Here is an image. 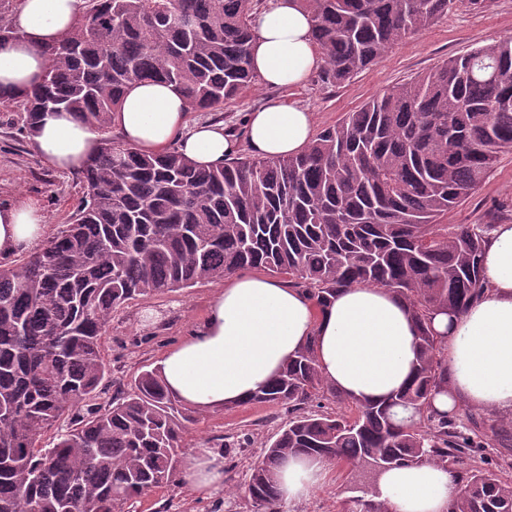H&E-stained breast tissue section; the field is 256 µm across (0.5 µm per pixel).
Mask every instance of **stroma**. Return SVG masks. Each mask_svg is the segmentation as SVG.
Returning a JSON list of instances; mask_svg holds the SVG:
<instances>
[{"mask_svg": "<svg viewBox=\"0 0 512 512\" xmlns=\"http://www.w3.org/2000/svg\"><path fill=\"white\" fill-rule=\"evenodd\" d=\"M512 39V0H455L447 15L396 45L385 57L332 86L312 72L301 86L284 91L285 101L313 112L316 130L336 125L347 113L398 83L410 82L449 57L496 40ZM273 90L253 84L220 112H192L189 123L220 122L242 135L246 116L273 97ZM18 115L0 109V204L19 200L38 206L51 231L67 224L83 196L78 176L44 164L32 142L17 134ZM447 224H512V152L475 193L444 216ZM216 283L178 293L137 299L117 310L103 341L113 383L126 384L141 370L158 366L164 352L178 344L203 318ZM288 420L284 407L252 402L224 411H204L187 435L188 448L205 445L224 451L221 490L204 494L187 486L156 489L142 495L136 512H253L245 493L251 469L264 455L263 443ZM349 471L330 469L323 487L288 512H337L348 499Z\"/></svg>", "mask_w": 512, "mask_h": 512, "instance_id": "obj_1", "label": "stroma"}]
</instances>
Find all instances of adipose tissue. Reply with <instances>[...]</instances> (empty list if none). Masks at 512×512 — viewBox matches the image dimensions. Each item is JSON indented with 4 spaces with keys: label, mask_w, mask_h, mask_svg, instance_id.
<instances>
[{
    "label": "adipose tissue",
    "mask_w": 512,
    "mask_h": 512,
    "mask_svg": "<svg viewBox=\"0 0 512 512\" xmlns=\"http://www.w3.org/2000/svg\"><path fill=\"white\" fill-rule=\"evenodd\" d=\"M86 0H20L13 16L15 38L0 42V88L17 94L38 82L46 66L41 46L57 42L85 10ZM253 68L267 88L303 83L320 62L310 12L302 0H276L254 15ZM187 104L171 86L134 82L125 91L116 127L131 147L155 151L177 142L198 165L222 164L237 148L223 123L188 125ZM314 138L306 108L271 99L254 109L245 142L263 157L301 152ZM98 144L89 125L67 113L46 114L33 138L43 162L57 171L82 170ZM44 215L17 201L0 206V259L31 250L46 238ZM485 293L457 313L440 312L431 326L444 343L448 390L433 405H459L512 413V224L497 225L482 258ZM414 324L404 301L385 289L355 285L316 306L296 288L255 274L227 279L205 317L168 350L160 371L168 391L201 410H224L247 402L306 344H313L323 376L354 402L383 399L412 375L417 351ZM330 463L295 458L279 472L280 498L288 505L309 499L323 485ZM183 484L211 492L224 485V456L196 448L188 456ZM392 512H447L461 493L456 474L419 463L380 478Z\"/></svg>",
    "instance_id": "ef3b65f1"
}]
</instances>
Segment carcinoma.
I'll return each instance as SVG.
<instances>
[{
	"mask_svg": "<svg viewBox=\"0 0 512 512\" xmlns=\"http://www.w3.org/2000/svg\"><path fill=\"white\" fill-rule=\"evenodd\" d=\"M258 2L88 0L62 39L39 48L42 80L21 96L0 91L28 138L47 112H69L99 134L69 223L0 267V512H125L142 494L177 486L185 434L199 418L156 368L112 387L103 336L130 300L243 269L285 276L320 306L344 287L384 288L409 307L417 346L405 387L377 402L348 400L346 413L313 409L341 396L310 345L250 398L288 410L249 476L254 512H281L278 469L290 456L356 474L350 512H390L379 477L420 462L460 470L448 512H512V483L478 461L475 430L432 405L448 392V365L431 327L434 314L462 311L482 291L490 225L438 220L512 150V40L388 88L286 158L205 168L175 149L112 139L133 81L169 84L203 112L254 84ZM306 2L322 79L336 85L454 4Z\"/></svg>",
	"mask_w": 512,
	"mask_h": 512,
	"instance_id": "obj_1",
	"label": "carcinoma"
}]
</instances>
